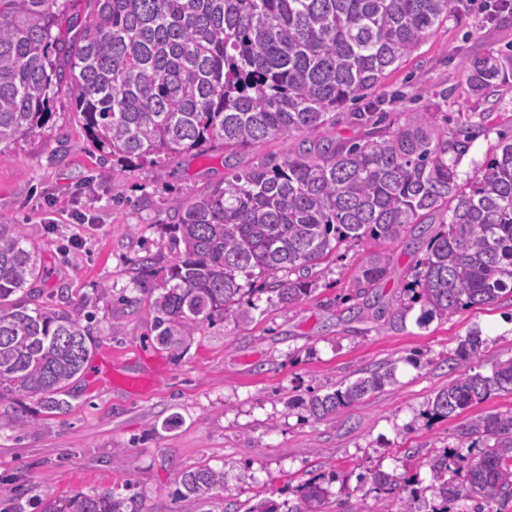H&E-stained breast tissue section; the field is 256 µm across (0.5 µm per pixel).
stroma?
<instances>
[{
	"instance_id": "obj_1",
	"label": "stroma",
	"mask_w": 512,
	"mask_h": 512,
	"mask_svg": "<svg viewBox=\"0 0 512 512\" xmlns=\"http://www.w3.org/2000/svg\"><path fill=\"white\" fill-rule=\"evenodd\" d=\"M512 54V14L487 20L478 6L434 28L418 50L367 101H385L391 118L448 97V126L472 111L464 59ZM481 122L459 172L472 174L502 135L512 134V79L482 104ZM278 140L240 150L214 146L166 161L163 171L103 156L87 137L73 93L56 89L52 115L39 131L0 152V224L18 225L43 256L37 285L50 307L90 318L95 343L84 373L70 385L69 407L48 414L36 400L0 404V512H40L42 491L57 497L111 493L135 500L137 512H246L260 499H294L297 486L329 470L401 473L430 480V455L455 445L457 419L424 413L439 389L462 373L491 375L512 357V297L404 329L385 319L351 317L341 299L361 261L391 254L394 275L380 282L394 299L423 253L366 239L343 244L313 271L315 290L290 309L259 300L248 324L218 323L178 350L154 340L153 302L174 255L169 239L175 200L223 183L233 171L281 156ZM151 256L150 272L136 261ZM131 304L117 308L118 297ZM479 331V357L454 360L460 339ZM396 364L395 383L333 417L305 415L297 400L327 393L366 370ZM27 415L26 429L15 427ZM224 470L208 502L175 501L181 472ZM246 481H238L240 472ZM326 512H402L408 487L381 498L349 480L330 486Z\"/></svg>"
}]
</instances>
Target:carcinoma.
I'll use <instances>...</instances> for the list:
<instances>
[{"label":"carcinoma","mask_w":512,"mask_h":512,"mask_svg":"<svg viewBox=\"0 0 512 512\" xmlns=\"http://www.w3.org/2000/svg\"><path fill=\"white\" fill-rule=\"evenodd\" d=\"M68 0H0V145L37 133L50 115V92L75 89L74 109L96 146L120 161L163 170L171 157L312 137V148L232 174L224 186L179 201L171 226L176 252L168 288L154 301L155 342L182 346L206 325L252 321L256 301L293 307L312 293V269L341 244L370 238L396 243L411 224L437 220L424 257L379 302L378 283L391 258L374 253L359 264L347 300L379 307L404 326L428 325L512 294V141L502 140L481 168L461 178L458 166L473 135L436 125L437 111L352 112L377 139L330 146L313 140L338 110L380 85L429 31L455 18L463 0H88L90 19L62 40L53 33ZM512 68V56L465 62L466 84L488 100ZM45 274L39 250L20 229L0 224V403L35 398L46 413L67 409L72 380L92 351L88 327L64 308L37 302ZM245 283H240V280ZM247 307H241L242 298ZM485 344L479 331L462 339L461 360ZM395 366L368 372L335 390L300 400L310 417L335 416L394 381ZM499 392L512 393V357L493 373H463L429 401L426 416L450 419ZM456 445L432 455L427 490L448 503L473 501V512L512 506V411L457 426ZM469 452L464 453L462 449ZM478 449L472 454L470 449ZM297 489L296 501L261 499L248 512H324L329 485ZM397 474L357 475L381 497ZM226 473L202 466L178 477L176 495L199 500L224 487ZM113 494L54 498L42 512H127Z\"/></svg>","instance_id":"carcinoma-1"}]
</instances>
